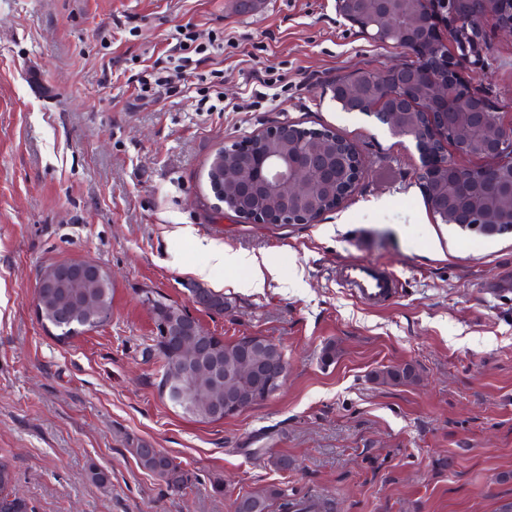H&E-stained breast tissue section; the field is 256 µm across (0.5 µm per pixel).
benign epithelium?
Returning a JSON list of instances; mask_svg holds the SVG:
<instances>
[{
  "label": "benign epithelium",
  "mask_w": 512,
  "mask_h": 512,
  "mask_svg": "<svg viewBox=\"0 0 512 512\" xmlns=\"http://www.w3.org/2000/svg\"><path fill=\"white\" fill-rule=\"evenodd\" d=\"M422 3L413 18V28L429 30L438 36L439 26L448 30V38L456 45L457 53L443 54L442 63L447 78L444 81L428 80L424 69L418 65H393L377 72L379 86L391 89L381 101L385 125L400 134L404 126L415 118L421 119L423 130L413 131V142L420 158L418 177L424 184L437 179L433 192V209L442 213L448 223L464 222L456 213L459 200L463 195L471 194L475 172L455 164L448 157V120L455 121L458 133L470 139L474 127L471 117L484 115L489 110L486 96L474 89H468V111L456 112L455 88L461 81V70L481 52L482 29L487 18L498 20L499 28L512 34V20H500L502 0H448V13L439 11L434 0H372L368 6L360 0H335L336 14L353 27L365 31L372 39L378 38V32L392 26L395 18L394 4L397 2ZM471 22L473 31L465 36L454 32L460 20ZM483 157L491 163L481 172L492 184L501 182L507 186L506 193L500 195L501 202L491 201L489 196H478V207L487 216L486 223L496 224V214L507 208L512 211V122L506 124L496 117L491 124L482 129ZM335 138L314 140L311 142H288L284 151H266L247 156L243 160L227 163L224 153L214 158V174L211 188L214 195L224 194L227 186L253 191L263 188L270 202L279 207L254 213L248 219L262 224H291L289 216L299 215L298 223L307 222V206L314 202L320 191L329 186L333 189L332 200L339 204L349 197L364 171L360 154L347 141L344 153L337 157V164L331 165L332 143ZM109 277L107 269L88 259H72L61 262L44 271L40 277L34 295V306L42 321H60L67 317L68 311L56 307L47 312L44 299L59 288H84L94 281ZM155 334L174 340L178 351L187 357L186 366L177 381L182 386L179 394L182 400H188L187 390L195 384L206 381L218 388L224 384V369L216 356L204 355L200 349V336L204 335L198 320L186 315L181 321L161 320L154 324ZM264 362L258 353L246 351L238 364V377L254 378ZM288 377V362L284 361L264 373L262 395L269 397L277 393Z\"/></svg>",
  "instance_id": "obj_1"
}]
</instances>
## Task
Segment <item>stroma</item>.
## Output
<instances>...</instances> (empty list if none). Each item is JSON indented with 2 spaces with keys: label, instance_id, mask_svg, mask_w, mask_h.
Returning <instances> with one entry per match:
<instances>
[{
  "label": "stroma",
  "instance_id": "1",
  "mask_svg": "<svg viewBox=\"0 0 512 512\" xmlns=\"http://www.w3.org/2000/svg\"><path fill=\"white\" fill-rule=\"evenodd\" d=\"M183 25L200 50L223 44L221 60L138 101ZM412 58L337 17L334 0H0V459L34 512H233L268 484L329 512H512V234L441 223L414 142L329 90ZM464 82L512 121V36L495 19ZM280 123L350 142L367 167L353 194L315 224L217 214L215 153ZM207 241L273 276L250 288L248 268H210ZM75 258L110 271L112 319L61 340L34 290ZM360 258L400 277L394 299L371 306L344 284L340 268ZM197 284L224 294V315L193 305ZM145 288L214 335L279 343L281 390L213 423L172 408L142 355ZM405 363L416 384L372 378ZM137 440L195 481L171 492L137 465ZM280 457L287 468L271 466Z\"/></svg>",
  "mask_w": 512,
  "mask_h": 512
}]
</instances>
